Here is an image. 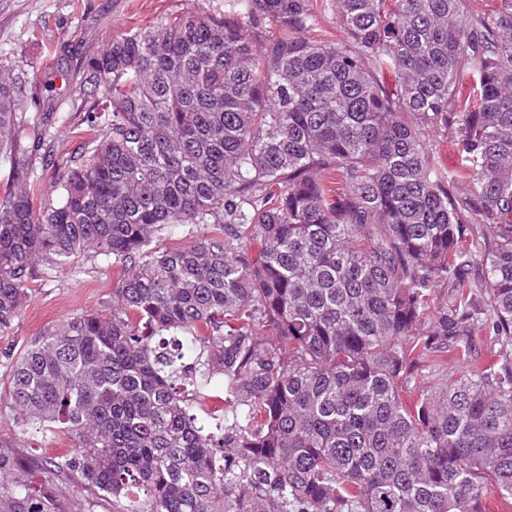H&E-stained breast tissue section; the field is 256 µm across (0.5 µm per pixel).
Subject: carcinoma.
Segmentation results:
<instances>
[{
  "instance_id": "cac0c4a2",
  "label": "carcinoma",
  "mask_w": 512,
  "mask_h": 512,
  "mask_svg": "<svg viewBox=\"0 0 512 512\" xmlns=\"http://www.w3.org/2000/svg\"><path fill=\"white\" fill-rule=\"evenodd\" d=\"M240 2L89 56L92 147L46 203L0 74V329L41 255L121 270L13 362L18 432L74 446L36 484L0 439V512H70L61 476L116 512H482L512 495V0ZM326 12L348 40L309 36ZM475 326L495 362L414 384ZM438 132H434L432 129L426 133V142L432 148L434 152H437L440 164L446 170L450 171L454 169L458 163V154L455 146H452L445 136H441Z\"/></svg>"
}]
</instances>
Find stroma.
<instances>
[{
  "label": "stroma",
  "instance_id": "stroma-1",
  "mask_svg": "<svg viewBox=\"0 0 512 512\" xmlns=\"http://www.w3.org/2000/svg\"><path fill=\"white\" fill-rule=\"evenodd\" d=\"M234 0H0V69H8L21 86L23 112L29 125L43 113L55 116L50 146L56 161L79 153L90 102L79 93L83 61L112 38L187 11L223 16ZM121 275L97 258L85 256L62 267L42 257L34 264L28 298L10 327L0 331V394H7L14 359L52 326L83 311L111 308ZM467 356L449 354L448 363L416 368L418 380L433 386L448 374L492 362L495 346L489 334L474 328ZM0 438L12 441L25 461L70 451L72 441L57 431L36 438L20 435L8 409H0Z\"/></svg>",
  "mask_w": 512,
  "mask_h": 512
}]
</instances>
